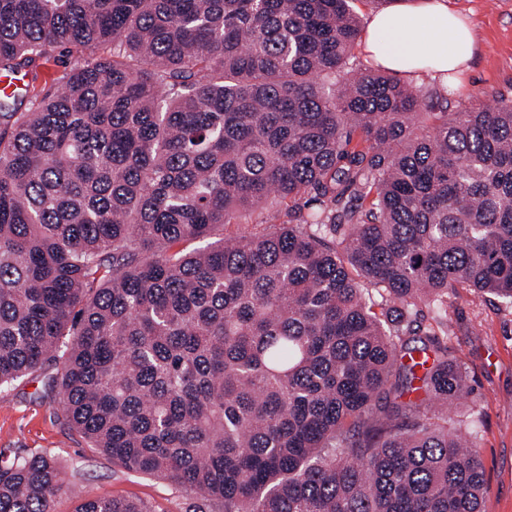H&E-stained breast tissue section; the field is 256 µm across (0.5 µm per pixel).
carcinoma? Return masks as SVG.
Instances as JSON below:
<instances>
[{
  "mask_svg": "<svg viewBox=\"0 0 512 512\" xmlns=\"http://www.w3.org/2000/svg\"><path fill=\"white\" fill-rule=\"evenodd\" d=\"M350 2L0 0L1 74L76 58L0 97V392L55 365L67 424L188 512H481L443 307L512 303V96L348 71ZM63 486L0 455V512ZM55 55V59L51 58L33 71L34 80L33 84L30 85L34 93L44 94L46 92H54L57 89L56 79L64 70H69L73 67V58L58 56V52H56Z\"/></svg>",
  "mask_w": 512,
  "mask_h": 512,
  "instance_id": "obj_1",
  "label": "carcinoma"
}]
</instances>
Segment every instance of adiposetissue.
Instances as JSON below:
<instances>
[{
	"label": "adipose tissue",
	"instance_id": "ef3b65f1",
	"mask_svg": "<svg viewBox=\"0 0 512 512\" xmlns=\"http://www.w3.org/2000/svg\"><path fill=\"white\" fill-rule=\"evenodd\" d=\"M474 36L448 0H423L373 14L360 40L366 62L398 75L431 71L440 79L469 68Z\"/></svg>",
	"mask_w": 512,
	"mask_h": 512
}]
</instances>
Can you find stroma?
<instances>
[{
    "mask_svg": "<svg viewBox=\"0 0 512 512\" xmlns=\"http://www.w3.org/2000/svg\"><path fill=\"white\" fill-rule=\"evenodd\" d=\"M475 39L465 91L447 92L449 111L491 103L512 92V0H449ZM449 357L467 373L472 393L448 406L449 423L470 425L487 491L482 512H512V303L458 289L448 297ZM42 373L0 392V453L43 450L55 456L66 487L51 512H74L78 498L139 499L155 512H185L192 494L171 483L114 464L88 448L42 393Z\"/></svg>",
    "mask_w": 512,
    "mask_h": 512,
    "instance_id": "obj_1",
    "label": "stroma"
}]
</instances>
